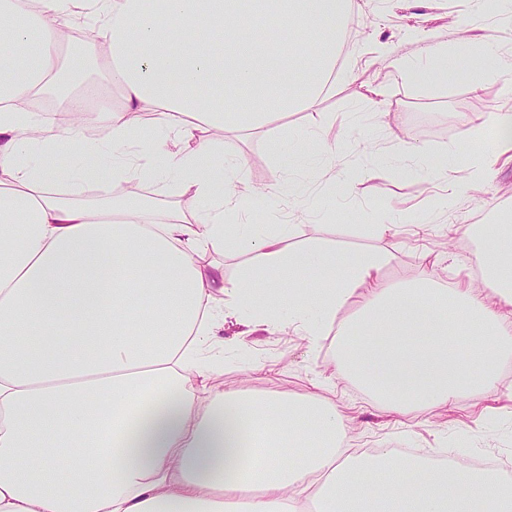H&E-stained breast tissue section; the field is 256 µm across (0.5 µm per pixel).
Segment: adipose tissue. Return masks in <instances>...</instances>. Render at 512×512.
I'll use <instances>...</instances> for the list:
<instances>
[{"label":"adipose tissue","mask_w":512,"mask_h":512,"mask_svg":"<svg viewBox=\"0 0 512 512\" xmlns=\"http://www.w3.org/2000/svg\"><path fill=\"white\" fill-rule=\"evenodd\" d=\"M349 0H0V512H512V480L379 449L384 481L343 466L347 417L333 404L224 390L226 317L341 340L334 366L388 410L452 406L496 386L512 353V242L486 236L481 283L385 286L382 253L342 262L283 224H246L299 198L294 172L327 173L318 137L293 143L270 179L246 182L215 133L265 132L313 107L336 70ZM90 37L63 59L64 30ZM409 64L419 82L467 78L473 93L512 75V56L460 29ZM102 62L111 95L67 93L80 122H47L24 101L64 90ZM209 98H201V91ZM95 109H88L90 99ZM105 126L108 135L89 136ZM208 136H201V128ZM481 130L441 166L403 145L402 159L446 181L449 195L491 173ZM156 185L179 206L150 219L149 199L115 201L113 184ZM247 241L261 262L228 281L201 258ZM362 300L355 319L338 314ZM471 344L462 354L459 343ZM69 477L53 474L61 450Z\"/></svg>","instance_id":"ef3b65f1"}]
</instances>
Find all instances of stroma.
I'll return each instance as SVG.
<instances>
[{"label":"stroma","mask_w":512,"mask_h":512,"mask_svg":"<svg viewBox=\"0 0 512 512\" xmlns=\"http://www.w3.org/2000/svg\"><path fill=\"white\" fill-rule=\"evenodd\" d=\"M462 23L474 35H491L497 52L512 54V0H498L492 12L477 8L473 0H352L341 24L340 76L331 91L312 109L281 117L276 137L232 130L217 141L221 154L243 163L248 182L259 185L270 177L289 136L314 129L325 143L343 141L345 149L332 158L331 172L340 177L360 171L357 189L338 195L312 182L303 197L252 213L250 223L289 225L291 246L329 241L347 259L357 252H382L387 263L381 277L389 286L419 279L423 252L436 257L439 281L446 287L476 278L477 231L512 230V163L497 166L489 179L446 200L438 178L409 175L397 160L402 144L409 142L447 162L459 142L462 119L477 126L487 112L512 113V94L500 81L485 84L476 95L458 78L423 85L398 76L406 61L425 59L431 43L455 40ZM374 80L387 87L379 112L358 106L366 82ZM384 213L396 214L398 221L393 233L381 238L374 225ZM224 338L225 389L314 395L336 404L349 418L348 446L354 455L367 448H423L435 456L449 448L512 462V355L500 361L494 388L465 392L446 410L402 418L351 378L334 374L336 333L314 347L293 332L268 327L240 336L228 323ZM323 377L327 386L315 388Z\"/></svg>","instance_id":"stroma-1"}]
</instances>
